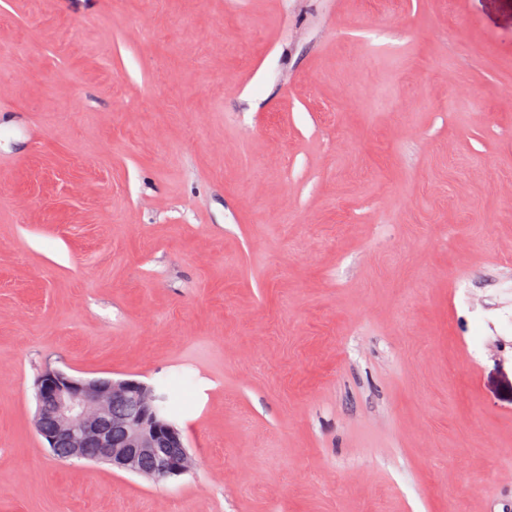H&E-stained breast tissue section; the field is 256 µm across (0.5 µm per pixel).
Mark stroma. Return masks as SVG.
<instances>
[{
    "mask_svg": "<svg viewBox=\"0 0 512 512\" xmlns=\"http://www.w3.org/2000/svg\"><path fill=\"white\" fill-rule=\"evenodd\" d=\"M508 81L512 0H0V512H512ZM48 368L194 470L57 459Z\"/></svg>",
    "mask_w": 512,
    "mask_h": 512,
    "instance_id": "1",
    "label": "stroma"
}]
</instances>
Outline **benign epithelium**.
Returning a JSON list of instances; mask_svg holds the SVG:
<instances>
[{"instance_id": "obj_1", "label": "benign epithelium", "mask_w": 512, "mask_h": 512, "mask_svg": "<svg viewBox=\"0 0 512 512\" xmlns=\"http://www.w3.org/2000/svg\"><path fill=\"white\" fill-rule=\"evenodd\" d=\"M36 399L35 427L52 450L64 445L69 457L83 458L93 447L98 461L137 475L142 474L140 460L148 456L154 461L149 476L161 481L192 468L182 430L161 418L159 396L142 381L47 370L37 379ZM119 402L132 412L113 414Z\"/></svg>"}]
</instances>
